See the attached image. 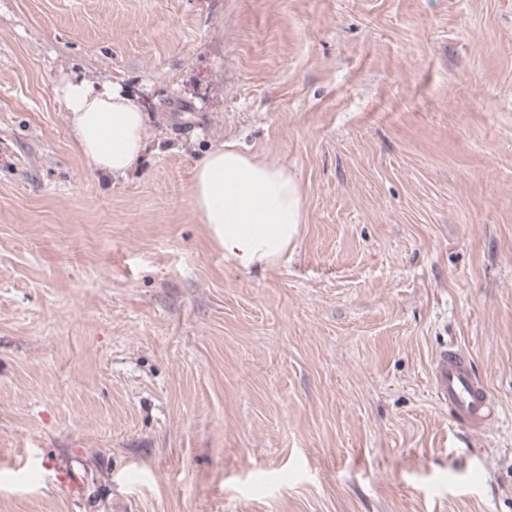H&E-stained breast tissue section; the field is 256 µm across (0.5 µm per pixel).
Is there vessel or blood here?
<instances>
[{"label":"vessel or blood","mask_w":512,"mask_h":512,"mask_svg":"<svg viewBox=\"0 0 512 512\" xmlns=\"http://www.w3.org/2000/svg\"><path fill=\"white\" fill-rule=\"evenodd\" d=\"M434 378L437 397L458 422L482 430L495 421L497 413L492 398L462 352L452 347L440 351Z\"/></svg>","instance_id":"b4317fda"}]
</instances>
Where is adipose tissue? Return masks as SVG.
I'll return each instance as SVG.
<instances>
[{
  "mask_svg": "<svg viewBox=\"0 0 512 512\" xmlns=\"http://www.w3.org/2000/svg\"><path fill=\"white\" fill-rule=\"evenodd\" d=\"M57 93L90 170L122 175L134 167L145 136V116L134 98L71 79L62 80ZM190 196L225 261L247 273L278 265L295 249L305 222L298 180L283 165L232 142L214 146L198 162Z\"/></svg>",
  "mask_w": 512,
  "mask_h": 512,
  "instance_id": "obj_1",
  "label": "adipose tissue"
}]
</instances>
